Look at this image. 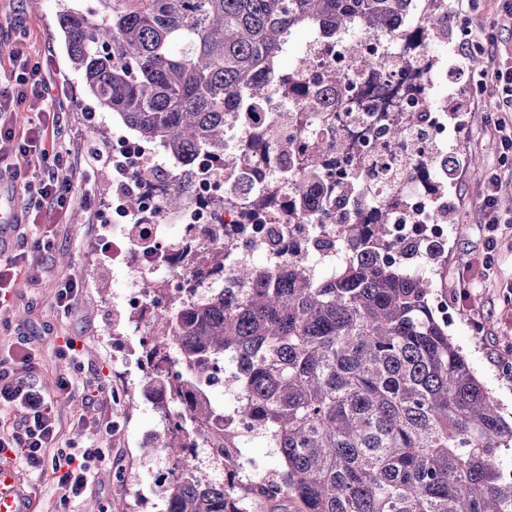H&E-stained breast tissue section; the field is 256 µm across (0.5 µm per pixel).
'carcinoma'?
<instances>
[{"label":"carcinoma","mask_w":512,"mask_h":512,"mask_svg":"<svg viewBox=\"0 0 512 512\" xmlns=\"http://www.w3.org/2000/svg\"><path fill=\"white\" fill-rule=\"evenodd\" d=\"M409 0H91L58 4L56 27L85 93L143 142L185 163L224 150V117L243 90L265 94L259 76L279 65L290 33L312 25L334 34L352 18L390 28ZM291 190L323 178L320 156L304 160ZM386 224L369 230L376 249L334 277L312 278L290 260L276 272L237 270L239 296L158 313V341L143 350L142 388L168 417L185 406L189 439L234 448L235 432L210 430L205 379L237 364L244 414L276 449V480L243 486L205 476L168 480V512H251L248 500L284 512H512L502 449L512 421L433 308L434 285L383 256ZM174 349L184 372L158 365ZM152 450L183 456L156 438Z\"/></svg>","instance_id":"obj_1"}]
</instances>
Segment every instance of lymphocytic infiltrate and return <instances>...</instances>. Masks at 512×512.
<instances>
[{
	"instance_id": "obj_1",
	"label": "lymphocytic infiltrate",
	"mask_w": 512,
	"mask_h": 512,
	"mask_svg": "<svg viewBox=\"0 0 512 512\" xmlns=\"http://www.w3.org/2000/svg\"><path fill=\"white\" fill-rule=\"evenodd\" d=\"M457 55L469 59L480 54L487 61L477 86L481 93L497 97L493 121L498 136L501 160L512 158V62L497 49V34L491 23H484L479 32H466L459 42ZM13 78L0 84V140L14 142L13 157L0 156V174L21 184L28 193L23 217L30 224L40 223L43 210L65 214L73 197H80L85 206H92L91 190H77L73 176L79 172L95 173L112 162L109 153L90 146L76 153L59 142H48L49 128L59 126L60 115L43 109L51 92L44 73L49 59L34 56L15 47L8 52ZM35 111L37 120L18 127L15 116L21 106ZM45 247L43 239L21 243L10 256L0 259V304L6 302L20 274L30 271L33 255ZM34 367V356L21 350L14 361L0 359V404L13 408L15 421L10 431L0 433V453L13 452L27 469L41 472L52 467L54 482L62 492L64 502L80 499L86 492L92 473L105 461L107 449L102 448L97 433L99 422L93 404H86L77 418V425L91 431L85 447L70 448L63 459L47 465L46 451L59 440V423L50 396L24 377V370Z\"/></svg>"
}]
</instances>
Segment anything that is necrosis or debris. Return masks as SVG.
I'll use <instances>...</instances> for the list:
<instances>
[{
  "label": "necrosis or debris",
  "mask_w": 512,
  "mask_h": 512,
  "mask_svg": "<svg viewBox=\"0 0 512 512\" xmlns=\"http://www.w3.org/2000/svg\"><path fill=\"white\" fill-rule=\"evenodd\" d=\"M458 19L448 0H410L390 31L369 33L351 22L335 37L310 30L279 76L265 82L264 99L244 93L224 124V154L204 153L188 163L158 160V150L134 134L112 141V157L125 164V190L113 193L104 211L112 241L102 261L129 282L121 310L146 346L157 339L155 315L165 309L163 289L177 291L193 306L208 291L227 287L243 264L278 269L301 259L309 275L324 279L351 254L340 245L344 225L369 230L379 215L388 219L392 243L415 245L403 261L405 271L429 276L448 237V174L457 147L448 134V100L468 89V66L451 69ZM343 73L329 83V70ZM318 93L321 111L301 117L300 100ZM408 130L391 140L390 123ZM291 151H282V144ZM322 151L325 179L357 185L354 195L321 199L310 185L308 199L322 209L305 208L290 184L301 171L300 153ZM157 169L149 182L136 173ZM180 191L182 203L165 206ZM140 207L130 211L128 194ZM220 255L215 265H200L196 254ZM154 283L147 292L143 283Z\"/></svg>",
  "instance_id": "necrosis-or-debris-1"
}]
</instances>
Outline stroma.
I'll return each mask as SVG.
<instances>
[{"mask_svg": "<svg viewBox=\"0 0 512 512\" xmlns=\"http://www.w3.org/2000/svg\"><path fill=\"white\" fill-rule=\"evenodd\" d=\"M56 0H45L42 11H33L28 0H0V51L8 52L19 34L35 54L50 51L48 76L53 85L52 106L63 115L57 138L72 149L92 144L108 150L120 126L112 113L98 110L86 97L78 75L71 69L55 24ZM466 109L448 116V131L459 136L461 162L448 179V205L464 233L449 237L441 249L438 270L440 296L453 312L448 332L460 346L476 375L489 388L505 417H512V160L498 163L489 97L465 96ZM479 165H470L471 157ZM497 167L502 181L499 207L507 222L498 230L495 261L484 270L480 287L457 300L459 275L467 262L480 255L485 229L478 222L481 180ZM65 216L50 214L51 246L35 255L33 274L20 276L5 306L0 307V358L27 346L36 356L35 383L54 397L62 440L75 438L74 422L84 398L96 396L102 422L122 420L120 430L101 432L109 458L99 467L80 500L63 503L51 472L32 474L18 469L20 483L29 496L32 512H113L122 503L127 512H160L157 490L148 486L147 459L141 452L144 435L155 427L158 416L141 404L142 370L139 361L124 362L117 350L136 347L138 339L119 329L113 306L124 282L113 279L112 269L98 254V242L106 230L93 211L72 202ZM81 212L82 224L70 215ZM74 277L83 290L69 313L55 305L58 281ZM81 339V354L71 363L56 356L54 348L63 337ZM76 383L72 397L56 394L60 375Z\"/></svg>", "mask_w": 512, "mask_h": 512, "instance_id": "35a3bbf8", "label": "stroma"}]
</instances>
